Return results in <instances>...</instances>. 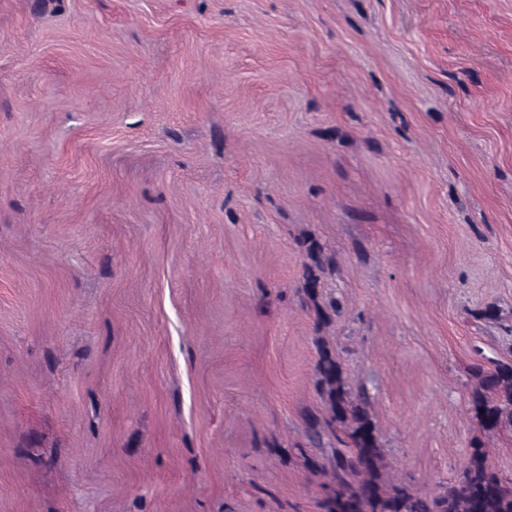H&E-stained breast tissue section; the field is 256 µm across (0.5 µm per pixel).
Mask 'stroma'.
Listing matches in <instances>:
<instances>
[{
    "label": "stroma",
    "instance_id": "35a3bbf8",
    "mask_svg": "<svg viewBox=\"0 0 512 512\" xmlns=\"http://www.w3.org/2000/svg\"><path fill=\"white\" fill-rule=\"evenodd\" d=\"M321 335L389 477L512 480V0H0V512H321ZM302 252L305 258L302 288L308 301L313 305L317 328L321 329L332 322V313L336 314L340 310V304L336 300L324 304H320L318 300L321 278L326 272L335 271L336 260L328 256L320 242L315 239L305 240L302 243ZM470 411L486 431L512 427V360L496 362L494 368L475 364Z\"/></svg>",
    "mask_w": 512,
    "mask_h": 512
}]
</instances>
